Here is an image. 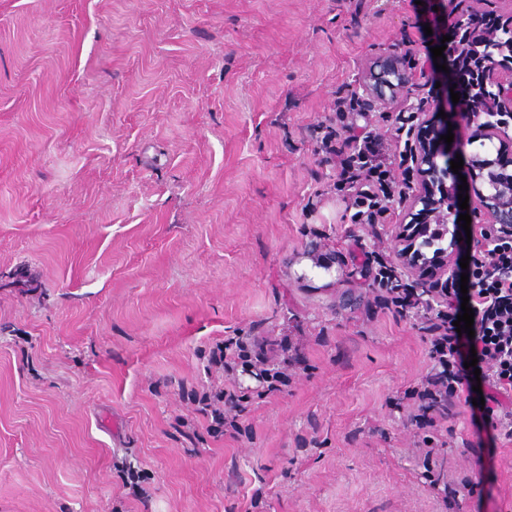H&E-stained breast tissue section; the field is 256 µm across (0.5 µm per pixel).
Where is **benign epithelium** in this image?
Returning a JSON list of instances; mask_svg holds the SVG:
<instances>
[{"label":"benign epithelium","mask_w":512,"mask_h":512,"mask_svg":"<svg viewBox=\"0 0 512 512\" xmlns=\"http://www.w3.org/2000/svg\"><path fill=\"white\" fill-rule=\"evenodd\" d=\"M453 38L448 42L451 71L469 73L459 82L463 91L459 103L448 100L446 112L460 116L468 129L489 143L512 147V19L487 31L479 19L460 16L451 23ZM410 87L409 74L393 57L373 62L358 83L363 95L390 108ZM412 126L402 151L408 175L403 195L409 222L396 226L394 257L403 272L414 278L415 287L425 293L448 289L458 278L456 264L460 244L459 212L448 207V150L441 136L448 123L434 124L428 103L416 106ZM494 163L476 157L466 176L477 189L479 219L483 236L474 243L481 251L497 241L512 240V175L493 172Z\"/></svg>","instance_id":"obj_1"}]
</instances>
